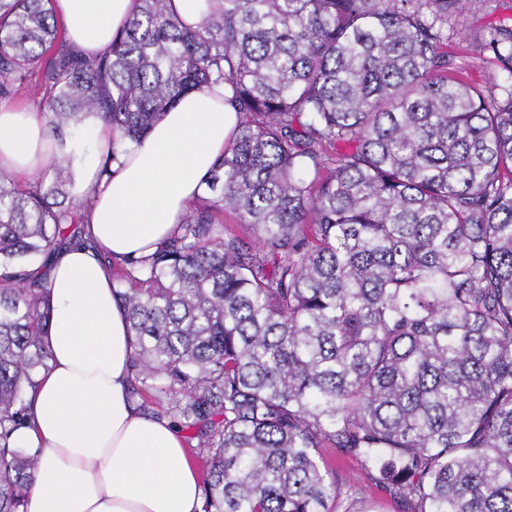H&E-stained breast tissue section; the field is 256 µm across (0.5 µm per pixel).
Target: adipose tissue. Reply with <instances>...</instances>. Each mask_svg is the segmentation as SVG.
<instances>
[{
  "label": "adipose tissue",
  "mask_w": 512,
  "mask_h": 512,
  "mask_svg": "<svg viewBox=\"0 0 512 512\" xmlns=\"http://www.w3.org/2000/svg\"><path fill=\"white\" fill-rule=\"evenodd\" d=\"M137 8L138 0L53 2L70 48L87 56L109 52ZM237 124L223 86L191 90L105 173L99 159L112 151V128L95 122L99 158L81 169L77 194L96 247L51 261L54 359L37 380L30 427L14 435L18 447L41 451L27 512H200V479L181 433L128 396L129 325L95 250L117 261L154 251L200 197ZM51 137L41 115L1 102L0 172L28 176L64 159L72 141Z\"/></svg>",
  "instance_id": "ef3b65f1"
}]
</instances>
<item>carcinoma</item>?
Wrapping results in <instances>:
<instances>
[{"instance_id": "obj_1", "label": "carcinoma", "mask_w": 512, "mask_h": 512, "mask_svg": "<svg viewBox=\"0 0 512 512\" xmlns=\"http://www.w3.org/2000/svg\"><path fill=\"white\" fill-rule=\"evenodd\" d=\"M140 2L86 57L52 0H0V99L40 74L54 136L112 125L106 173L181 94L230 91L238 130L174 234L100 253L129 395L190 432L200 512H333L323 448L398 512H512V26L481 43L497 94L448 72L469 0H221L194 28ZM69 186L0 174V512L39 464L13 437L53 359L49 261L97 249Z\"/></svg>"}]
</instances>
